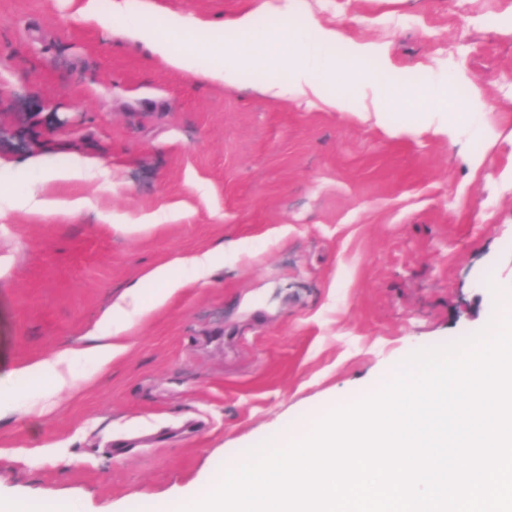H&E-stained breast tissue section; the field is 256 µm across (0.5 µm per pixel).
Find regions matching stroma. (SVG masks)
<instances>
[{"instance_id": "obj_1", "label": "stroma", "mask_w": 512, "mask_h": 512, "mask_svg": "<svg viewBox=\"0 0 512 512\" xmlns=\"http://www.w3.org/2000/svg\"><path fill=\"white\" fill-rule=\"evenodd\" d=\"M210 22L249 13L341 28L383 52L391 80L434 111L478 112L485 134L453 143L409 109L384 124L349 78L343 109L295 92L257 63L229 86L171 69L70 0H0V194L37 184L25 162L98 159L60 185L76 214L0 207V497L63 512H149L197 488L296 421L316 425L374 393L412 352L485 328L492 286L512 290V0H154ZM162 214L161 222L144 216ZM227 242L135 323L129 349L43 392L26 363L88 347L91 329L144 273Z\"/></svg>"}]
</instances>
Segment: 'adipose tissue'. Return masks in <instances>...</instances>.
I'll use <instances>...</instances> for the list:
<instances>
[{"mask_svg":"<svg viewBox=\"0 0 512 512\" xmlns=\"http://www.w3.org/2000/svg\"><path fill=\"white\" fill-rule=\"evenodd\" d=\"M109 14L128 17L123 35L146 44L155 57L175 70L233 85L242 81L250 68L246 60L226 54L222 44L208 40V22L176 13L159 14L153 0H113ZM189 33L198 34V41L177 45V38ZM344 39L340 30L318 25L309 32L290 35L285 42L268 45L267 56L274 64L287 70L297 93L314 96L335 108L340 106L342 96L333 93V86L341 84L345 74L357 71L362 61L372 53L369 45L357 43L351 46L349 55H337L336 47ZM204 54L212 59L211 65L205 68L198 64L199 57ZM95 164L94 158L82 155L72 156L64 164L57 163L48 155L31 158L27 168L40 174L41 187L21 199V209L46 213L86 207L87 202L82 198L55 197L51 187L61 181L83 179ZM223 254V249L219 248L152 267L144 275L145 280L159 286L151 300L143 299L140 286L128 288L97 323L95 345L88 349H66L35 361L23 367V374L59 390L67 386L70 368L81 360L92 359L98 371H109L113 361L127 352L126 336L135 319L163 306L184 287L185 281L175 275V268H190L194 281L204 282L212 275Z\"/></svg>","mask_w":512,"mask_h":512,"instance_id":"obj_1","label":"adipose tissue"}]
</instances>
